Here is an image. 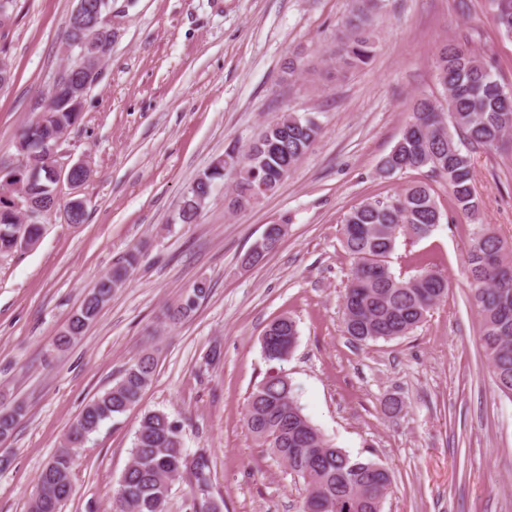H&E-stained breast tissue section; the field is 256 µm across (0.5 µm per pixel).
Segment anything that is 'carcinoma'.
Masks as SVG:
<instances>
[{
    "mask_svg": "<svg viewBox=\"0 0 512 512\" xmlns=\"http://www.w3.org/2000/svg\"><path fill=\"white\" fill-rule=\"evenodd\" d=\"M368 0L345 26L334 54L336 62L365 63L373 55L374 42L367 33ZM498 29L512 37V0H492ZM438 84L445 104L421 97L414 104L411 120L391 151L381 160L379 172L389 177L397 172L428 169L448 184L453 208L474 218L480 201L472 185L471 149L499 148L512 135V93L477 54L461 43L445 44L435 59ZM80 84L50 91L40 118L25 125L16 144L17 156L30 159L41 154L54 137L76 126L82 113L76 92ZM321 132L317 117L284 112L268 121L244 151L228 208L237 211L274 193L288 173L311 148ZM224 178V165L214 164L188 188L179 212L180 221L192 224L199 214L198 197ZM21 182L33 198L47 194L49 162L40 158L24 168L13 159H0V255L21 249L14 233L31 241L41 239L42 224L17 222L13 209V186ZM442 214L433 189L426 182L413 183L385 200H366L353 207L341 227L342 244L354 264L344 294V328L360 342L392 340L414 331L448 291V279L424 268L408 279L396 276L389 258L397 240L429 236L441 223ZM283 235L260 238L244 257L255 262L274 251ZM141 260L139 251H129L112 270L100 278L86 295L55 346L67 348L122 286ZM470 301L480 315V341L489 370L501 397L512 401V256L489 227L473 239L466 260ZM211 293V285L200 279L186 292L181 306L169 314L179 321L197 309ZM298 336L295 320L281 316L273 320L261 337L269 362L288 361ZM156 371L152 352L142 351L124 369L119 380L89 401L71 425L61 448L42 468L29 512H62L72 493L77 450L103 422L126 413L138 404L151 386ZM23 406L0 412V439L15 431ZM244 424L259 445L266 447L297 477L303 479L306 495L300 512H381L386 486L378 484L382 464L353 457L336 447L303 414L284 370L269 373L248 396ZM194 480L195 512H216L206 500L210 480L209 457L186 453L182 425L161 411H147L135 432L130 462L112 501V512H166L169 490L184 473Z\"/></svg>",
    "mask_w": 512,
    "mask_h": 512,
    "instance_id": "carcinoma-1",
    "label": "carcinoma"
}]
</instances>
